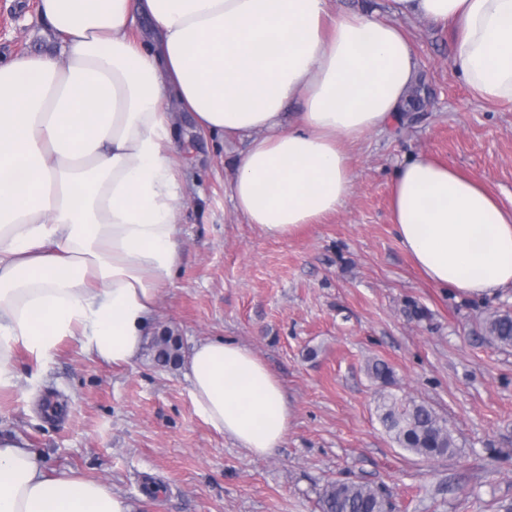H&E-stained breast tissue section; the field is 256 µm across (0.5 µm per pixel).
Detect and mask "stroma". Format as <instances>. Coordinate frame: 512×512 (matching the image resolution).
Returning a JSON list of instances; mask_svg holds the SVG:
<instances>
[{"instance_id": "obj_1", "label": "stroma", "mask_w": 512, "mask_h": 512, "mask_svg": "<svg viewBox=\"0 0 512 512\" xmlns=\"http://www.w3.org/2000/svg\"><path fill=\"white\" fill-rule=\"evenodd\" d=\"M398 22L427 106L354 145L343 206L287 237L233 209L228 179L245 141L218 142L177 113L180 259L148 343L121 367L66 342L45 366L18 353L21 383L0 393L1 435L25 438L48 474L107 484L132 512H321L322 486L352 480L388 493L395 512H497L512 502V347L483 333L491 312L512 311V288L477 299L428 284L389 208L395 170L423 153L511 210L512 103L469 94L451 67L450 30ZM52 48L38 0H0L1 58ZM166 331L183 352L224 339L270 367L292 413L280 448L252 456L200 418L183 365L155 358ZM375 360L393 371L388 387L367 373ZM384 390L444 417L454 453L430 459L399 447L378 419Z\"/></svg>"}]
</instances>
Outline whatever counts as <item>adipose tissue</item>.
<instances>
[{"label":"adipose tissue","mask_w":512,"mask_h":512,"mask_svg":"<svg viewBox=\"0 0 512 512\" xmlns=\"http://www.w3.org/2000/svg\"><path fill=\"white\" fill-rule=\"evenodd\" d=\"M55 54L0 59V392L24 351L62 342L131 364L180 258L184 202L173 111L247 139L233 208L265 235L319 223L347 198L350 147L397 117L416 70L400 16L453 30L474 98L512 102V0H393V19L332 0H39ZM153 41L133 37L137 18ZM298 103L299 111L286 107ZM401 247L429 283L470 297L512 287V210L420 154L391 185ZM197 414L251 455L284 442L279 378L246 346L197 343L185 359ZM0 512H130L101 482L48 477L0 437Z\"/></svg>","instance_id":"1"}]
</instances>
